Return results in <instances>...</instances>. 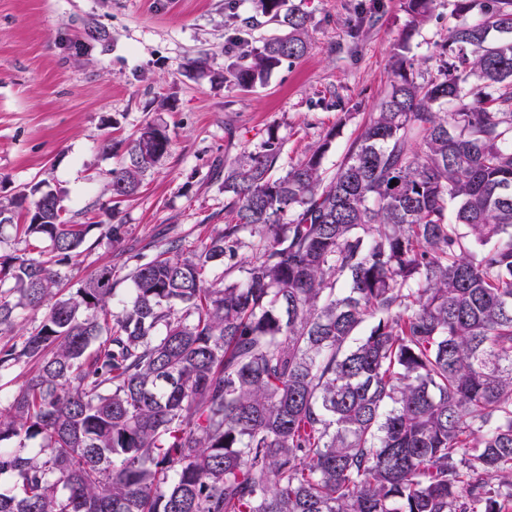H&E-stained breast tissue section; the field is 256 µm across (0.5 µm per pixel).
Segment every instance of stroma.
<instances>
[{
  "instance_id": "35a3bbf8",
  "label": "stroma",
  "mask_w": 512,
  "mask_h": 512,
  "mask_svg": "<svg viewBox=\"0 0 512 512\" xmlns=\"http://www.w3.org/2000/svg\"><path fill=\"white\" fill-rule=\"evenodd\" d=\"M289 3L310 16L307 53L243 88L225 81L228 62L276 31L256 0H0V201L39 182L62 192L87 227L67 288L108 264L124 296L157 244L201 249L229 218L225 165L268 134L281 174L335 132L323 160L334 172L385 93L393 54L436 67L452 21L451 0H433L416 26L405 0ZM91 27L106 42L88 40ZM201 55L207 67L191 68ZM149 123L166 126L170 151L118 204L120 236L108 240L90 224L110 204L106 174Z\"/></svg>"
}]
</instances>
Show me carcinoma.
<instances>
[{
  "instance_id": "carcinoma-1",
  "label": "carcinoma",
  "mask_w": 512,
  "mask_h": 512,
  "mask_svg": "<svg viewBox=\"0 0 512 512\" xmlns=\"http://www.w3.org/2000/svg\"><path fill=\"white\" fill-rule=\"evenodd\" d=\"M432 2L406 0L413 24ZM452 2L448 59L417 75L394 54L333 174L335 131L280 176L269 135L224 167L232 221L162 244L125 298L110 265L63 293L85 232L59 193L0 202V231L45 244L0 254V376L36 366L0 400V512H509L512 0ZM258 6L280 32L234 86L308 50L307 13ZM169 148L147 124L107 191ZM249 227L243 279L208 278Z\"/></svg>"
}]
</instances>
